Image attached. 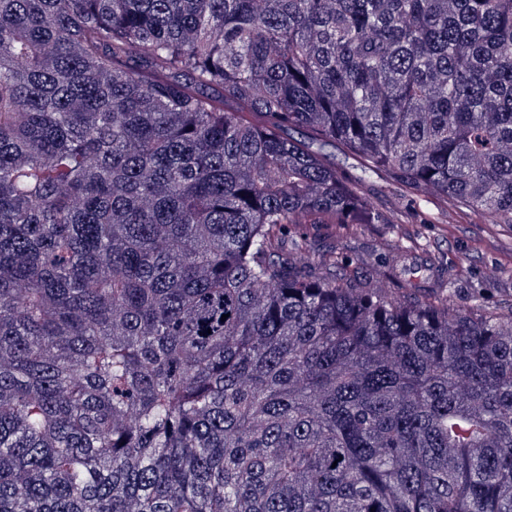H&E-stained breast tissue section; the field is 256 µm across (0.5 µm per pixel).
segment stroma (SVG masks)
I'll list each match as a JSON object with an SVG mask.
<instances>
[{
  "instance_id": "1",
  "label": "stroma",
  "mask_w": 512,
  "mask_h": 512,
  "mask_svg": "<svg viewBox=\"0 0 512 512\" xmlns=\"http://www.w3.org/2000/svg\"><path fill=\"white\" fill-rule=\"evenodd\" d=\"M375 207L386 212L387 224H365L352 235L345 251L349 269L368 277L393 241L406 250L404 263L415 268L413 281L423 286L433 281L422 269L424 250L441 253L452 275L449 305H477L479 312H512V226L490 224L487 218L445 204L378 178L368 187Z\"/></svg>"
}]
</instances>
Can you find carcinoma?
<instances>
[{
	"label": "carcinoma",
	"instance_id": "1",
	"mask_svg": "<svg viewBox=\"0 0 512 512\" xmlns=\"http://www.w3.org/2000/svg\"><path fill=\"white\" fill-rule=\"evenodd\" d=\"M383 173L512 224V0H0V512H512V313L313 229Z\"/></svg>",
	"mask_w": 512,
	"mask_h": 512
}]
</instances>
